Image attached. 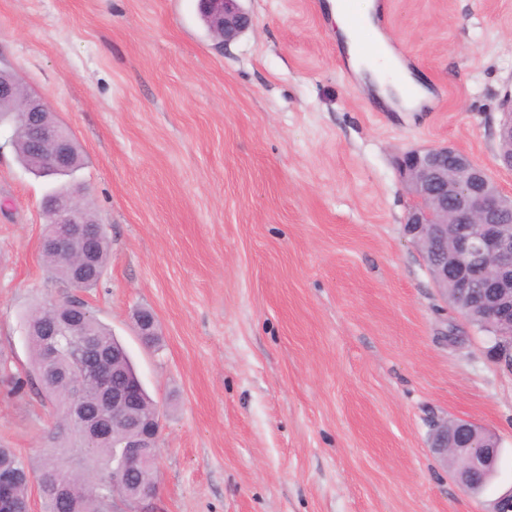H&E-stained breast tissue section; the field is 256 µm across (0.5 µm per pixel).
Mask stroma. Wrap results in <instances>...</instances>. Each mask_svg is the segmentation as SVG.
<instances>
[{"label":"stroma","instance_id":"stroma-1","mask_svg":"<svg viewBox=\"0 0 512 512\" xmlns=\"http://www.w3.org/2000/svg\"><path fill=\"white\" fill-rule=\"evenodd\" d=\"M323 2L242 0L253 25L224 46L198 0H0V66L83 155L111 242L86 298L159 408L157 512H490L512 488V369L406 236L395 158L449 143L512 194V0H388L385 38L431 94L417 112L374 104ZM46 191L1 128L0 356L20 375L24 314L65 293ZM52 412L0 397V442L38 466ZM447 417L500 439L480 496L429 447ZM500 109L503 114L499 129L496 133L499 152L498 160L503 168L512 170V92L504 93L500 102Z\"/></svg>","mask_w":512,"mask_h":512}]
</instances>
